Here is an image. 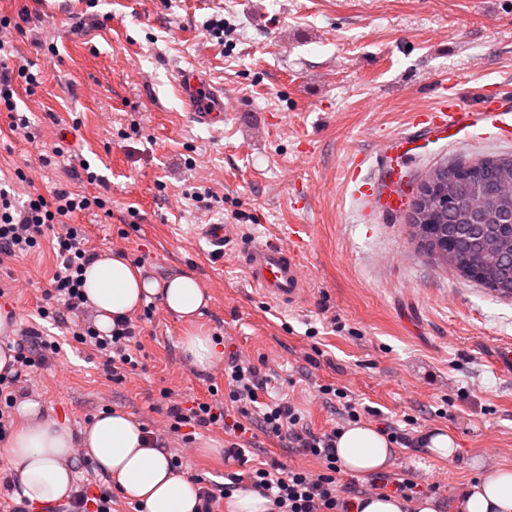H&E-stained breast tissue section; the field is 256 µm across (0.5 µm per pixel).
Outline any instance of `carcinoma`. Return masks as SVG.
<instances>
[{
  "label": "carcinoma",
  "instance_id": "obj_1",
  "mask_svg": "<svg viewBox=\"0 0 512 512\" xmlns=\"http://www.w3.org/2000/svg\"><path fill=\"white\" fill-rule=\"evenodd\" d=\"M435 176L434 201L421 215L417 200L410 203L409 222L427 225V238L437 239L449 248L455 260H466L471 269H479L484 246L504 242L498 270L490 278H477L452 268L448 258L436 257L443 267L453 269L460 278L476 283L503 298L512 297V155L488 156L474 161L470 171L453 174L457 186V205L450 208L441 201L448 192V166H438L426 173Z\"/></svg>",
  "mask_w": 512,
  "mask_h": 512
}]
</instances>
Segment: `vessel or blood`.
I'll return each instance as SVG.
<instances>
[{
    "label": "vessel or blood",
    "instance_id": "obj_1",
    "mask_svg": "<svg viewBox=\"0 0 512 512\" xmlns=\"http://www.w3.org/2000/svg\"><path fill=\"white\" fill-rule=\"evenodd\" d=\"M178 86L191 117L198 125L211 128L223 124V94L211 86L200 68L182 70ZM476 126L492 127L501 139L512 140V93L486 96L477 109L467 108L453 98L442 97L435 107L413 118L403 132L385 138L374 159L354 157L347 165L349 179L357 183L359 195L370 203L374 211H398L405 205L404 197L391 189L386 179L359 181L363 166L371 161L382 170H390L395 158L409 154L421 142L440 140L448 132ZM301 262L299 249L265 242L249 246L244 266L251 282L268 300L288 307L302 302L307 293Z\"/></svg>",
    "mask_w": 512,
    "mask_h": 512
}]
</instances>
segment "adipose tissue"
<instances>
[{
	"label": "adipose tissue",
	"instance_id": "obj_1",
	"mask_svg": "<svg viewBox=\"0 0 512 512\" xmlns=\"http://www.w3.org/2000/svg\"><path fill=\"white\" fill-rule=\"evenodd\" d=\"M84 293L97 311L96 326L108 333L116 317L131 314L149 297L161 296L167 309L191 322L209 296L197 279L178 275L164 282L145 279L140 269L116 254L97 258L84 272ZM25 419L11 434L7 451L15 462L20 495L35 504L67 499L74 484L73 451L84 449L96 470L144 512H195L198 486L173 471L168 456L150 446L136 418L123 410L100 414L81 433L42 420L37 402L21 404ZM395 450L378 428L354 423L336 441V457L347 472L366 475L386 469ZM463 512H512V468L483 473L461 493ZM352 512H441L430 496L406 501L382 493L355 502Z\"/></svg>",
	"mask_w": 512,
	"mask_h": 512
}]
</instances>
